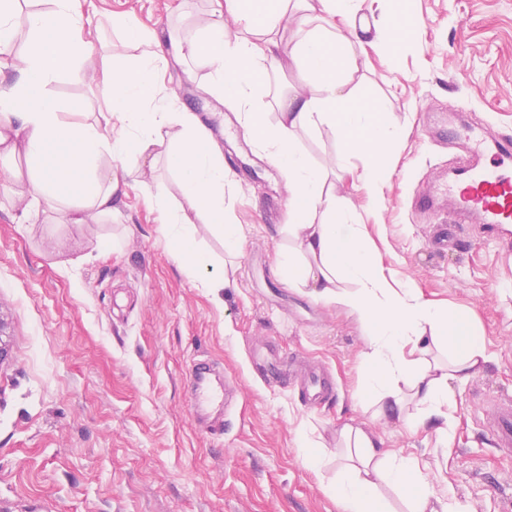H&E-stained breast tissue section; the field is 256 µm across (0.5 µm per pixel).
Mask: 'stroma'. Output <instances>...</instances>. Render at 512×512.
Segmentation results:
<instances>
[{"label": "stroma", "instance_id": "obj_1", "mask_svg": "<svg viewBox=\"0 0 512 512\" xmlns=\"http://www.w3.org/2000/svg\"><path fill=\"white\" fill-rule=\"evenodd\" d=\"M213 0H79L102 28V46L80 72L48 90L65 113L98 111L105 97L91 77L114 41L112 17L189 38L214 22ZM413 32L387 73L376 50L359 56L351 88L386 100L402 128L393 175L379 201L344 181L336 193L358 208L381 263L422 301L470 311L492 360L466 384L451 385L454 427L439 440L375 416L363 395L369 327L347 306L290 287L277 273L288 246V182L256 144L239 111L201 84L209 70L168 60L165 82L176 110L194 112L224 151L231 186L224 209L242 227L235 248L210 225L198 227L199 262L186 273L160 215L146 199L165 184L181 190L165 148L158 163L118 196L119 219L65 223L46 211L25 220L6 178L24 160L0 159V512H343L327 489L346 425L374 432L380 448L419 459L439 494L473 512H512V457L491 431L493 399L512 396V251L477 239L469 249L431 251L428 239L448 206L415 210L467 153L465 134L512 136V0H408ZM307 85L290 64L256 86L254 102L276 123L279 95ZM318 166L347 160L329 126L299 135ZM231 282L214 300L202 282ZM266 338L294 363L328 368L329 404L305 406L289 377L268 381L251 353ZM196 359L215 362L239 389L224 435L193 423L187 378ZM327 461L311 469L304 438Z\"/></svg>", "mask_w": 512, "mask_h": 512}]
</instances>
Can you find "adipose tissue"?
<instances>
[{
  "instance_id": "1",
  "label": "adipose tissue",
  "mask_w": 512,
  "mask_h": 512,
  "mask_svg": "<svg viewBox=\"0 0 512 512\" xmlns=\"http://www.w3.org/2000/svg\"><path fill=\"white\" fill-rule=\"evenodd\" d=\"M359 2L225 0L243 31L227 35L218 22L193 38L166 43L156 31L113 19L121 45L141 52L104 63L98 74L107 89L104 113L67 121L47 86L91 59L101 28L84 24L74 0H51L47 10L0 0V54L10 52L20 31L30 36L17 80L0 86V158L21 156L28 164V181L17 192L24 215L45 207L65 212L71 224H99L117 216L121 180L141 175L128 158L152 155L154 146L168 144L185 204L172 209L162 184L150 201L163 216L181 264L192 267L197 224L217 228L228 243L240 235L238 225L224 217V152L198 116L173 111L164 80L165 49L180 60L201 61L210 70L203 92L234 103L253 139L288 177V234L295 246L280 256L286 282L343 303L371 326L365 392L398 418L406 401H414L418 424L434 423L444 440L452 431L448 385L465 384L490 362L483 339L467 310L429 305L416 288L395 283L373 258L356 208L327 188L325 170L297 146L298 131L326 124L335 128L344 154L366 158L361 171L346 166L343 174H355L376 195L390 177L387 158L397 146L398 125L384 102L354 96L348 84L366 48L382 51L395 64L409 40V19L402 0H375V22L360 17ZM286 21L300 34L287 52L278 38ZM284 58L308 77L311 89L279 99L280 119L271 125L255 110L252 95ZM116 161L123 163L122 172L112 170ZM436 349L447 352L446 361L433 359ZM339 438L348 455L330 491L345 512H391L383 495L387 488L400 495L407 512H472L465 501L441 498L416 458L380 448L370 430L347 425Z\"/></svg>"
}]
</instances>
